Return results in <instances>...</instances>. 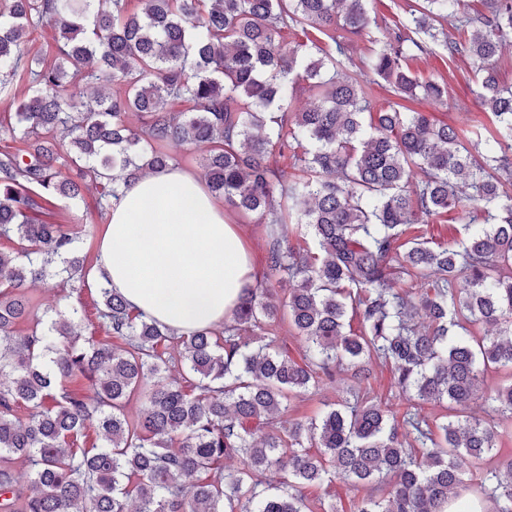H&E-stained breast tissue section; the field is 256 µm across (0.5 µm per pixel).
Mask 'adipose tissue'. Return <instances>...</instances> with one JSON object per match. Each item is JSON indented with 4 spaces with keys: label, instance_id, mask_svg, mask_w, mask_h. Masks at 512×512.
Instances as JSON below:
<instances>
[{
    "label": "adipose tissue",
    "instance_id": "adipose-tissue-1",
    "mask_svg": "<svg viewBox=\"0 0 512 512\" xmlns=\"http://www.w3.org/2000/svg\"><path fill=\"white\" fill-rule=\"evenodd\" d=\"M97 267L132 310L180 333L223 325L255 282L223 203L178 168L140 179L113 201Z\"/></svg>",
    "mask_w": 512,
    "mask_h": 512
}]
</instances>
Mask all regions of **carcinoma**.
<instances>
[{
    "instance_id": "carcinoma-1",
    "label": "carcinoma",
    "mask_w": 512,
    "mask_h": 512,
    "mask_svg": "<svg viewBox=\"0 0 512 512\" xmlns=\"http://www.w3.org/2000/svg\"><path fill=\"white\" fill-rule=\"evenodd\" d=\"M131 2L0 0V93L30 83L0 122L15 143L0 152V238L17 244L0 251V512H340L303 492L336 481L358 494L354 512H512V455L498 448L512 436V89L498 80L512 0L473 15L423 0L377 35L369 0ZM45 27L50 60L27 48ZM288 28L306 41L281 42ZM350 35L366 42L355 73ZM430 44L476 66L491 125L374 110L371 75L402 100L447 97L410 69ZM301 84L317 104L296 112ZM202 144L209 191L259 216L269 276L293 287L260 281L224 326L188 334L102 287L112 344L81 336L76 308L39 312L29 282L90 288L75 233L51 222L57 203L94 187L107 210L172 164L169 147ZM466 202L484 223L458 247L431 245L419 225ZM374 365L446 414L396 409L371 388ZM340 373L351 398L290 415ZM91 426L101 444L83 448Z\"/></svg>"
}]
</instances>
